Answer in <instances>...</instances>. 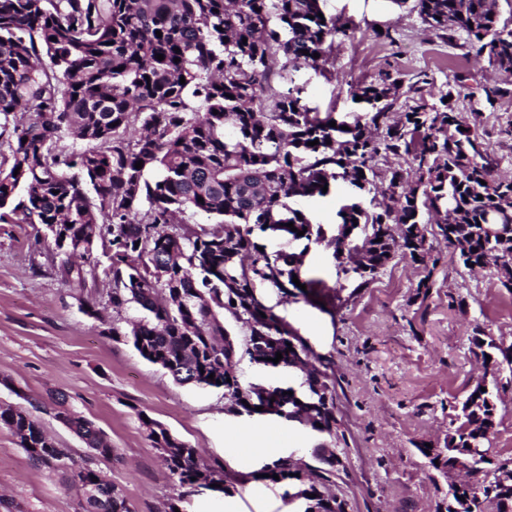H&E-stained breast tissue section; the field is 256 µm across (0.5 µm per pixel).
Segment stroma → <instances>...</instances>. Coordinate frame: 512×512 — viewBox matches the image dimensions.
<instances>
[{"label": "stroma", "instance_id": "obj_1", "mask_svg": "<svg viewBox=\"0 0 512 512\" xmlns=\"http://www.w3.org/2000/svg\"><path fill=\"white\" fill-rule=\"evenodd\" d=\"M324 11L353 20L354 39L338 44L325 73L299 75L310 106L353 112V89L379 71L420 84L428 100L455 90L458 112L476 128L496 174L512 178V95L487 103L482 84L496 79L486 60L470 53L464 33L428 30L411 0H326ZM440 261L434 270L395 257L365 287L342 275L331 250L312 246L303 279L335 302L268 301L309 346L314 364L335 383L336 417L345 441V467L335 493L349 512H437L448 496L445 478L419 453L421 443L444 439L451 407L483 374L472 338L512 345V288L495 265L472 271L447 244L429 238ZM84 283L65 276L52 244L29 224L0 226V404L40 417L58 447L76 457L84 443L52 410L57 398L92 421L116 450L97 468L122 488L133 512H165L182 497L183 512H300L284 488L259 479L269 452L308 456L315 444L301 425L282 419L256 433L255 419L224 413L220 391L177 384L123 341L106 338L113 323L134 310L107 304L112 282L101 251ZM498 425L488 445L512 461V374L498 378ZM149 417L197 448L205 464L221 463L246 483L225 495L206 488L184 492L147 437ZM77 492L60 476L29 460L18 438L0 426V512H77Z\"/></svg>", "mask_w": 512, "mask_h": 512}]
</instances>
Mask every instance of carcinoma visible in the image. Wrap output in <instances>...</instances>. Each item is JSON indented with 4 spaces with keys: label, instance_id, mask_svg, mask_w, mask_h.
<instances>
[{
    "label": "carcinoma",
    "instance_id": "1",
    "mask_svg": "<svg viewBox=\"0 0 512 512\" xmlns=\"http://www.w3.org/2000/svg\"><path fill=\"white\" fill-rule=\"evenodd\" d=\"M323 2L0 0V224L41 225L58 241L63 272L81 282L83 269L72 259H92L101 244L112 307L140 313L129 330L112 325V339H130L141 357L180 384L222 391L228 413L252 416L271 399L269 387L280 396L292 392L288 420L318 437L314 454L322 442L344 438L332 434L336 402L321 400L311 414L301 403L310 400L315 375L332 396L335 386L315 367L288 370L291 343L306 358L310 349L265 295L309 300L292 282L309 245L329 246L337 260L353 248L347 226L357 224L364 235L378 224L404 226L388 242L368 241L360 288L398 249L414 264L437 263L426 248L429 224L447 244L461 246L467 268L512 258V178L498 176L484 157L477 133L449 99L453 92L432 103L415 99L394 121L403 91L399 74L385 71L358 87L364 111L349 122L331 127L333 113L322 117L307 105L298 73L324 71L336 40L355 35L340 18L319 16ZM415 2L425 26L464 31L475 55L506 75L482 87L488 102L512 92L505 88L512 82V16L501 17L499 0ZM64 135L89 147L59 153L55 143ZM315 139L319 144L309 145ZM382 153L409 163L415 179L392 169L389 204L377 207L363 198L379 193L371 162ZM339 182L352 193L330 232L298 202L322 197V187ZM197 214L214 226L179 229ZM281 217L305 234L274 233L269 224ZM160 263L168 269L163 280ZM228 318L246 332V348L234 350L232 364ZM473 344L496 372L503 365L512 372L511 347L476 337ZM278 352L282 359L269 363ZM245 358L297 382L246 381L239 368ZM499 402L494 374L452 406L445 461L466 446L484 450ZM61 415L89 449L78 460L55 447L24 409L0 406V425L20 439L29 459L76 489L79 512H132L122 489L94 466L115 449L91 421L68 408ZM144 425L179 485L194 487L204 476L198 449L151 420ZM63 456L69 465L57 464ZM260 474L301 490L307 512H346L347 500L327 492L335 483L331 471L306 482L280 457ZM204 477L232 493L223 465ZM489 508L512 512V488L493 495L484 486L473 489L469 512Z\"/></svg>",
    "mask_w": 512,
    "mask_h": 512
}]
</instances>
